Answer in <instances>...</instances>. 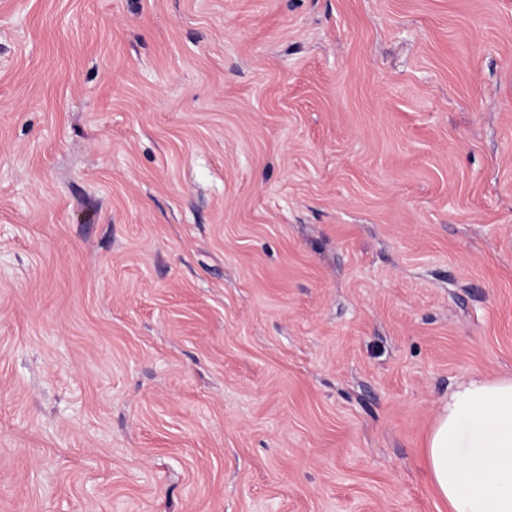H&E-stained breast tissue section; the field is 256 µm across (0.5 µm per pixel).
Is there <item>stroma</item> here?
I'll use <instances>...</instances> for the list:
<instances>
[{
    "mask_svg": "<svg viewBox=\"0 0 512 512\" xmlns=\"http://www.w3.org/2000/svg\"><path fill=\"white\" fill-rule=\"evenodd\" d=\"M512 376V0H0V512H448ZM425 470L448 512H512V377L473 376L448 392Z\"/></svg>",
    "mask_w": 512,
    "mask_h": 512,
    "instance_id": "stroma-1",
    "label": "stroma"
}]
</instances>
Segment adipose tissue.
Instances as JSON below:
<instances>
[{
    "label": "adipose tissue",
    "mask_w": 512,
    "mask_h": 512,
    "mask_svg": "<svg viewBox=\"0 0 512 512\" xmlns=\"http://www.w3.org/2000/svg\"><path fill=\"white\" fill-rule=\"evenodd\" d=\"M425 470L448 512H512V377L473 376L449 391Z\"/></svg>",
    "instance_id": "ef3b65f1"
}]
</instances>
